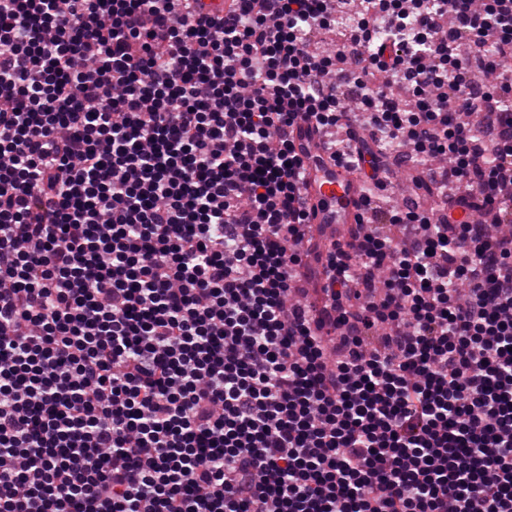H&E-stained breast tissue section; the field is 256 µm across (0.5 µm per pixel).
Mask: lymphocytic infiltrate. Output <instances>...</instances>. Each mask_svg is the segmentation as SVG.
Returning a JSON list of instances; mask_svg holds the SVG:
<instances>
[{
	"label": "lymphocytic infiltrate",
	"instance_id": "obj_1",
	"mask_svg": "<svg viewBox=\"0 0 512 512\" xmlns=\"http://www.w3.org/2000/svg\"><path fill=\"white\" fill-rule=\"evenodd\" d=\"M365 3L0 0V512H512V0ZM309 118L376 228L308 237ZM410 152H395L388 151L387 154L382 158L385 159V176L387 181L390 183L389 197H390V209L393 210H405L407 203L410 201V193L404 192L403 183L411 176L416 175V163L402 162V155H406ZM400 160H397V158Z\"/></svg>",
	"mask_w": 512,
	"mask_h": 512
}]
</instances>
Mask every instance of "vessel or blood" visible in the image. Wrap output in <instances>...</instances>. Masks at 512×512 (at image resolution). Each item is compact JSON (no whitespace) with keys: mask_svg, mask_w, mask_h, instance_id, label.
Segmentation results:
<instances>
[{"mask_svg":"<svg viewBox=\"0 0 512 512\" xmlns=\"http://www.w3.org/2000/svg\"><path fill=\"white\" fill-rule=\"evenodd\" d=\"M295 150L305 163L303 192L310 221L319 229L358 223L363 212L364 185L352 172L331 160L321 133L303 123L294 135Z\"/></svg>","mask_w":512,"mask_h":512,"instance_id":"vessel-or-blood-1","label":"vessel or blood"}]
</instances>
